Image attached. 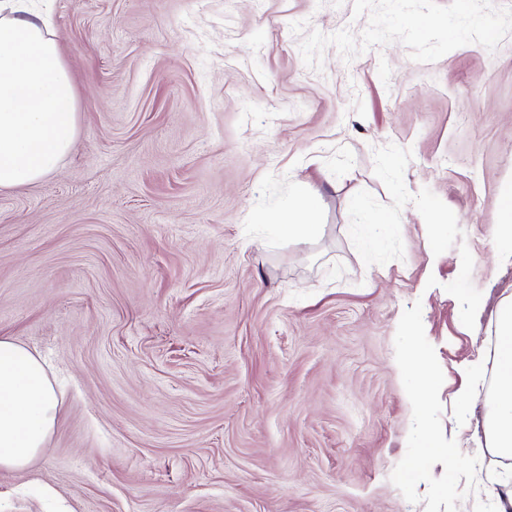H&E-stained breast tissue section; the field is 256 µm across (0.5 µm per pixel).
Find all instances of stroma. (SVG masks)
<instances>
[{
    "mask_svg": "<svg viewBox=\"0 0 512 512\" xmlns=\"http://www.w3.org/2000/svg\"><path fill=\"white\" fill-rule=\"evenodd\" d=\"M48 2L79 132L0 192V336L61 404L0 512H500L512 0ZM501 224L499 228L497 246L512 248V192L506 193L500 202ZM494 386L488 399L487 445L512 456V295L504 297L494 315Z\"/></svg>",
    "mask_w": 512,
    "mask_h": 512,
    "instance_id": "1",
    "label": "stroma"
}]
</instances>
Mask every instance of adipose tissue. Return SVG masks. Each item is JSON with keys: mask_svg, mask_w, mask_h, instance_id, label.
<instances>
[{"mask_svg": "<svg viewBox=\"0 0 512 512\" xmlns=\"http://www.w3.org/2000/svg\"><path fill=\"white\" fill-rule=\"evenodd\" d=\"M47 17L33 0H0V190L56 171L78 130V96ZM494 386L487 445L512 456V295L494 315ZM58 415L53 379L39 353L0 336V469L27 466L47 445Z\"/></svg>", "mask_w": 512, "mask_h": 512, "instance_id": "ef3b65f1", "label": "adipose tissue"}]
</instances>
